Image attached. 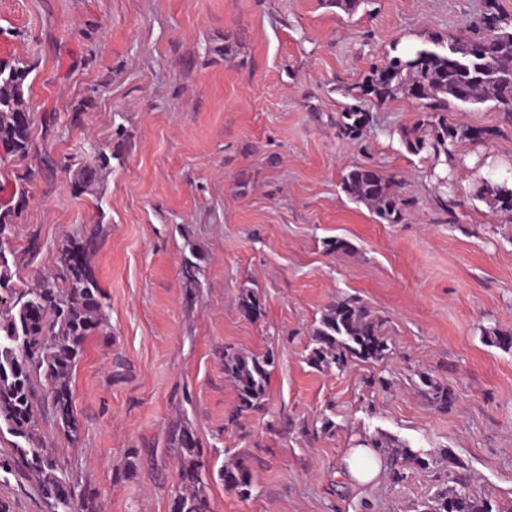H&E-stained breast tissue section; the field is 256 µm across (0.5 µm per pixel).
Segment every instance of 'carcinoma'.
I'll list each match as a JSON object with an SVG mask.
<instances>
[{"mask_svg":"<svg viewBox=\"0 0 512 512\" xmlns=\"http://www.w3.org/2000/svg\"><path fill=\"white\" fill-rule=\"evenodd\" d=\"M507 17L497 0H487L467 36L431 41L385 59L372 67L358 84L360 96L378 103L398 96L417 101L423 113L419 123L403 133L415 153H427L438 165L457 158L456 148L497 133L494 127L455 125L448 112L463 106L493 103L495 111L512 122V24L504 29L489 27V19ZM29 72L0 68V147L8 155L29 150L31 127L18 115L28 111L24 82ZM368 114L351 110L342 114L340 134L359 135ZM112 155L101 150L91 162L72 170V191L82 193L95 180L98 170L110 165ZM342 189L355 202L371 206L376 218L397 222L410 206L393 181L370 167H355L342 179ZM475 196L488 199L494 208L512 215L509 177L491 171L481 178ZM95 245L91 235L67 239L60 250L59 273L41 280L39 287L14 292L8 310L0 314V433L8 432L23 443L14 444L15 455L0 457V473H20L35 483L47 512H96L97 493L82 485L59 465L54 453L38 434L37 413L46 414L64 430L78 433L73 413L70 378L89 334L103 322L102 293L81 258ZM391 346L382 334V324L354 299L330 307L314 332L310 363L317 368L341 367L352 357L382 361ZM274 358L224 353V373L234 382L240 413L262 406ZM422 394L446 407L452 402L448 386L426 374H418ZM178 451V487L171 512H212L207 493L203 449L187 426L173 431ZM380 453L384 471L394 485L405 483L407 468L428 469L433 460L420 448L398 445L386 437L362 440ZM139 458L135 449L124 455L118 469L122 477L135 475ZM219 477L224 486L249 495L252 477L241 465H226ZM413 512H512L495 506L488 497L474 493L463 464L448 456V473L438 479L436 491L413 507Z\"/></svg>","mask_w":512,"mask_h":512,"instance_id":"obj_1","label":"carcinoma"}]
</instances>
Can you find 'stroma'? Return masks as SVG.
<instances>
[{"label": "stroma", "mask_w": 512, "mask_h": 512, "mask_svg": "<svg viewBox=\"0 0 512 512\" xmlns=\"http://www.w3.org/2000/svg\"><path fill=\"white\" fill-rule=\"evenodd\" d=\"M483 4L365 0L349 16L331 0H0V65L28 69L33 115L28 154L0 159V209L28 192L0 243L12 288L37 287L67 237L96 233L86 263L105 320L71 374L78 432L43 418L38 433L97 489L100 512H170L180 420L208 460L214 512H409L452 456L476 494L512 503V349L488 337L512 334V216L471 197L466 163L512 166V126L486 104L449 113L498 133L459 146L446 212L432 159L401 140L419 104L355 97L372 65L466 34ZM356 106L370 121L341 136ZM120 139L94 186L73 192L71 164ZM357 166L400 181L403 220L380 223L347 197ZM193 252L190 294L181 267ZM348 298L381 319L392 353L314 368L313 329ZM228 352L273 354L260 409L237 414ZM422 372L450 388V406L421 395ZM371 436L435 466L401 487L344 484L349 448ZM131 448L140 465L124 480ZM238 463L252 476L246 498L218 477Z\"/></svg>", "instance_id": "1"}]
</instances>
